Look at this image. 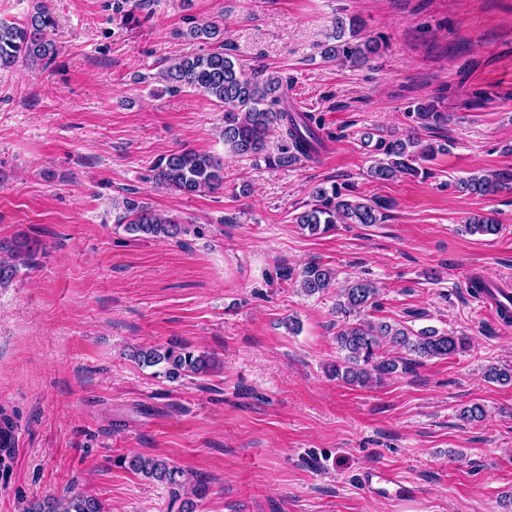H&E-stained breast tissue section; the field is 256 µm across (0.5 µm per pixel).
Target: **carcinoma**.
Wrapping results in <instances>:
<instances>
[{"instance_id":"1","label":"carcinoma","mask_w":512,"mask_h":512,"mask_svg":"<svg viewBox=\"0 0 512 512\" xmlns=\"http://www.w3.org/2000/svg\"><path fill=\"white\" fill-rule=\"evenodd\" d=\"M56 20L39 5L22 22L0 19V72L10 71L18 64L43 65L54 61L57 48L53 39ZM189 38L215 45L203 52L174 58L163 77L170 89H192L224 107V145L230 154L263 160L274 168H288L303 161H315L323 147L321 119L309 112H298L288 104V81L271 73H247L244 66L224 48V30L213 22L192 26ZM336 42L322 48L328 60L358 64L379 53L382 39L363 33L356 17L335 21ZM416 126L407 134L388 139L379 136L375 150L383 155L370 167V176L389 181L404 175L417 176L424 172L423 162L435 159L448 151L445 144L423 142L419 130L443 125L448 113L440 110L433 99L418 101L413 108ZM156 183L186 196L215 190L224 185L222 160L195 151L174 152L160 157L153 165ZM461 193L494 196L512 188V170L475 171L457 182ZM316 203L297 213L293 223L312 234L326 233L338 224H381L386 218L387 203L377 198L349 196L336 185L315 189ZM124 229L130 234L157 238H177L188 232L185 225L172 218L154 213L148 207L129 199L124 204ZM465 229L471 233L497 235L502 225L494 215H474L466 219ZM37 244L28 238L0 243V283L16 276L19 267L33 258ZM284 280L299 284L309 295L323 293L333 287L336 272L318 261L307 263L300 271L285 268ZM468 288L476 298L503 299L497 301L500 318L512 325V295L493 282L472 277ZM379 289L373 282L348 279L336 293V313L348 317L379 306ZM340 350L346 352L344 361L332 368L336 378L348 384L380 381L404 372L427 360L446 359L463 351L468 337L454 332L443 333L430 327L413 331L402 324L373 321L366 318L345 323L336 333ZM402 350L406 357H387L380 352L383 345ZM133 358L142 366L161 367L160 374L175 382L191 375L207 373L214 364L208 353H195L189 346L170 342L163 346L139 348ZM489 382L512 384V368L490 366L485 371ZM132 469L146 478L170 487L173 501L180 502L179 512H192L193 498L205 493L201 484L192 485L185 474L161 458L135 456ZM27 512H104L99 498L84 493H68L48 497L29 504Z\"/></svg>"}]
</instances>
